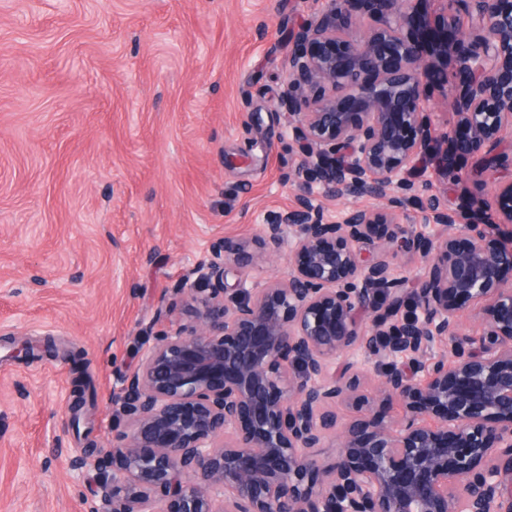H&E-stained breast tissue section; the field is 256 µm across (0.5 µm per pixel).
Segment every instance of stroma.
Masks as SVG:
<instances>
[{
	"instance_id": "stroma-1",
	"label": "stroma",
	"mask_w": 512,
	"mask_h": 512,
	"mask_svg": "<svg viewBox=\"0 0 512 512\" xmlns=\"http://www.w3.org/2000/svg\"><path fill=\"white\" fill-rule=\"evenodd\" d=\"M320 0H0V512H82L73 457L114 436L107 404L145 328L189 322L174 290L220 240L254 242L292 207L296 149L278 109L288 34ZM444 65L424 81L430 138L456 117ZM254 162L233 167L230 157ZM473 154L425 164L428 193L462 212L512 185ZM14 338L56 359L8 360ZM97 390L70 421V351Z\"/></svg>"
}]
</instances>
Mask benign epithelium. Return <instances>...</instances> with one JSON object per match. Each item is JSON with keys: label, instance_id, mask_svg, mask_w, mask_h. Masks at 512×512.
<instances>
[{"label": "benign epithelium", "instance_id": "1", "mask_svg": "<svg viewBox=\"0 0 512 512\" xmlns=\"http://www.w3.org/2000/svg\"><path fill=\"white\" fill-rule=\"evenodd\" d=\"M322 2L293 32L278 102L298 197L257 242L288 244V268L249 287L257 255L226 238L189 269L176 291L194 324L145 330L110 402L123 429L71 461L94 473L84 512H512V232L496 237L512 223V184L494 218L451 210L406 177L431 145L429 57L451 47L447 143L460 129L469 152L512 138V0H464L471 28L445 15L448 37L427 50L423 0ZM369 194L387 205L330 220L317 203ZM408 205L454 233L414 232ZM408 253L425 266L409 287L393 277ZM466 304L482 306L475 336L456 320ZM352 350L383 368L336 370ZM377 400L405 417L367 418ZM341 401L360 412L342 426Z\"/></svg>", "mask_w": 512, "mask_h": 512}]
</instances>
